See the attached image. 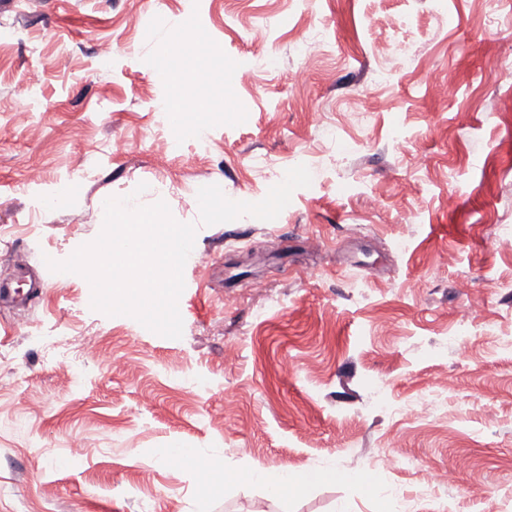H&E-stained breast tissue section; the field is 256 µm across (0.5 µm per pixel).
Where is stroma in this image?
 <instances>
[{"label": "stroma", "instance_id": "35a3bbf8", "mask_svg": "<svg viewBox=\"0 0 512 512\" xmlns=\"http://www.w3.org/2000/svg\"><path fill=\"white\" fill-rule=\"evenodd\" d=\"M187 26L215 76L176 126L152 61ZM504 67L512 0H0V99L31 115L0 112V263L44 284L0 310V512H512ZM129 195L197 226L181 338L46 265ZM254 468L337 476L276 497Z\"/></svg>", "mask_w": 512, "mask_h": 512}]
</instances>
